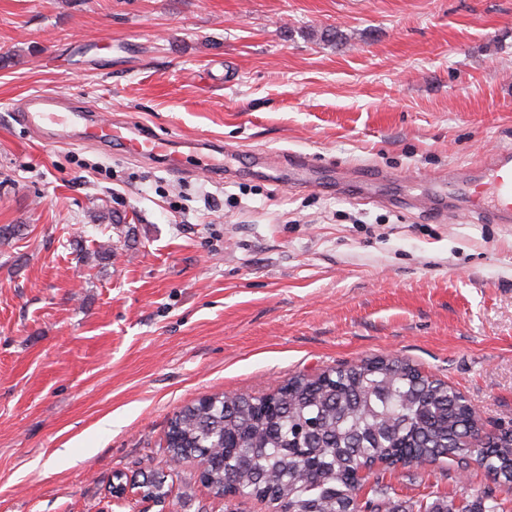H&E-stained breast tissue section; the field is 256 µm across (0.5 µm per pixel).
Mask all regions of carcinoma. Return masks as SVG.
I'll return each instance as SVG.
<instances>
[{"instance_id":"carcinoma-1","label":"carcinoma","mask_w":512,"mask_h":512,"mask_svg":"<svg viewBox=\"0 0 512 512\" xmlns=\"http://www.w3.org/2000/svg\"><path fill=\"white\" fill-rule=\"evenodd\" d=\"M448 383L402 358L375 357L296 375L260 396L211 394L170 420L161 453L169 472L143 477L145 495L166 497L167 478L195 480L213 497L253 499L270 512H512V434L482 435ZM199 469L187 476V460ZM480 462L486 482L437 494L429 467ZM412 471L425 489L405 507L373 465Z\"/></svg>"}]
</instances>
